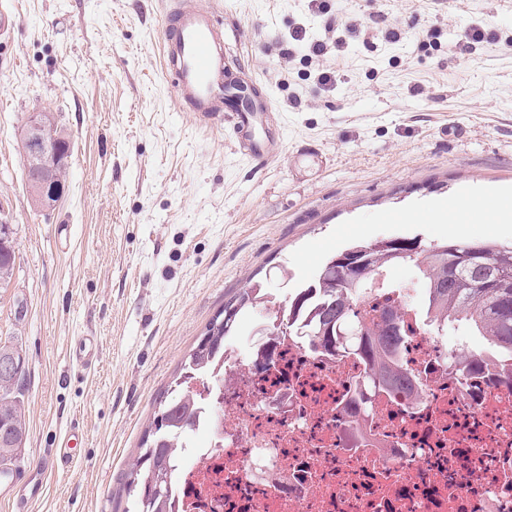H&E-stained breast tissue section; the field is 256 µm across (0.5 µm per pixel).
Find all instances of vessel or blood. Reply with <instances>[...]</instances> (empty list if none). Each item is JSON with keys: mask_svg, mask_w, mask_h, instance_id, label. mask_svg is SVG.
<instances>
[{"mask_svg": "<svg viewBox=\"0 0 512 512\" xmlns=\"http://www.w3.org/2000/svg\"><path fill=\"white\" fill-rule=\"evenodd\" d=\"M160 47L165 63L175 76V103L196 112L212 127L229 128L249 160L264 165L273 160L269 102L250 97L245 85L230 78L225 65L224 34L210 11L191 5L168 8L159 22ZM79 426H71L67 441L34 465L0 466V484L25 485L28 497L14 500L13 512H31L44 493V474L53 469L65 472L73 461L70 440L79 437Z\"/></svg>", "mask_w": 512, "mask_h": 512, "instance_id": "obj_1", "label": "vessel or blood"}]
</instances>
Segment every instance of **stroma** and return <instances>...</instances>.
<instances>
[{"instance_id":"stroma-1","label":"stroma","mask_w":512,"mask_h":512,"mask_svg":"<svg viewBox=\"0 0 512 512\" xmlns=\"http://www.w3.org/2000/svg\"><path fill=\"white\" fill-rule=\"evenodd\" d=\"M233 29V76L271 105L279 153L255 166L229 132L176 107L159 54L164 0H0V220L15 272L0 344L25 359L23 466L85 438L34 512H122L127 461L159 398L246 279L279 298L354 242L453 240L512 190V0H191ZM335 19L341 45L310 44ZM486 37L460 51L462 30ZM304 29L301 40L293 31ZM334 71L318 85V67ZM53 112L71 142L64 193L30 197L18 130ZM317 148L324 165L300 157ZM449 204L447 222L414 215ZM288 268L282 280L280 268ZM98 360L75 370L78 341Z\"/></svg>"}]
</instances>
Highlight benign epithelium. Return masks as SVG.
I'll list each match as a JSON object with an SVG mask.
<instances>
[{
  "label": "benign epithelium",
  "instance_id": "7a95c632",
  "mask_svg": "<svg viewBox=\"0 0 512 512\" xmlns=\"http://www.w3.org/2000/svg\"><path fill=\"white\" fill-rule=\"evenodd\" d=\"M21 148L29 192L39 207H51L61 197L55 182V170L68 164L71 155L68 139L58 136L42 119V113H30L21 130Z\"/></svg>",
  "mask_w": 512,
  "mask_h": 512
}]
</instances>
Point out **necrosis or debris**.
Returning a JSON list of instances; mask_svg holds the SVG:
<instances>
[{
  "label": "necrosis or debris",
  "mask_w": 512,
  "mask_h": 512,
  "mask_svg": "<svg viewBox=\"0 0 512 512\" xmlns=\"http://www.w3.org/2000/svg\"><path fill=\"white\" fill-rule=\"evenodd\" d=\"M406 295L363 304L404 307L400 360L418 400L384 393L363 412L351 400L363 363L284 332L266 373L226 386L241 361L226 348L193 389L205 440L176 460L167 512H512V389L435 371L447 342Z\"/></svg>",
  "instance_id": "4bbe7bcc"
}]
</instances>
